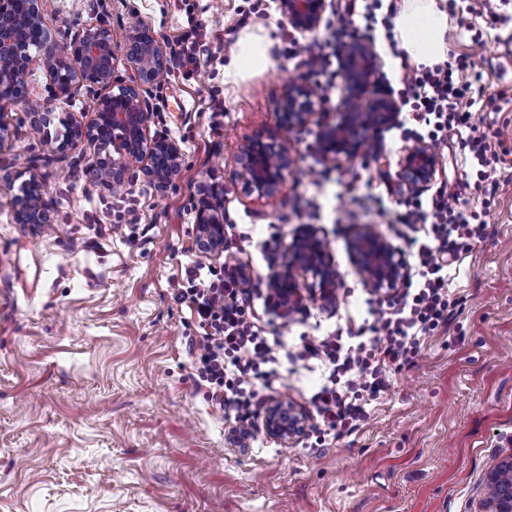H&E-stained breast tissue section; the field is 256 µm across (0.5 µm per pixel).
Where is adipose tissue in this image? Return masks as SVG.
I'll use <instances>...</instances> for the list:
<instances>
[{"label":"adipose tissue","mask_w":512,"mask_h":512,"mask_svg":"<svg viewBox=\"0 0 512 512\" xmlns=\"http://www.w3.org/2000/svg\"><path fill=\"white\" fill-rule=\"evenodd\" d=\"M448 13L442 0H404L395 37L418 65L434 66L448 59Z\"/></svg>","instance_id":"adipose-tissue-1"}]
</instances>
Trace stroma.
Segmentation results:
<instances>
[{
    "label": "stroma",
    "mask_w": 512,
    "mask_h": 512,
    "mask_svg": "<svg viewBox=\"0 0 512 512\" xmlns=\"http://www.w3.org/2000/svg\"><path fill=\"white\" fill-rule=\"evenodd\" d=\"M363 7L328 0L320 27L302 33L278 0H43L59 46L98 21L148 27L175 56L194 27L198 63H173L149 92V133L174 140L182 165L164 189L130 167V208L85 177L92 148L48 159L23 106L0 101V512H475L489 459L512 449V180L495 195H469L488 236L459 260L448 331L394 373L357 432H329L322 445L270 438L259 414L251 449L228 442L231 423L209 401L190 350L194 320L174 295L186 268H249L251 304L277 346L269 394L313 413L319 374L286 347L378 301L350 262L359 227L405 247L394 223L407 197L396 161L413 133L384 127L365 155L323 163L320 127L335 122L347 93L337 77L321 86L307 124L281 129L286 86L308 74L303 45L318 38L335 52L337 29ZM445 8L448 57L467 63L456 78L491 98L472 122L498 129L512 150V0H446ZM249 36L266 45L268 67L228 76ZM370 37L379 75L368 95L402 101L398 44L381 25ZM257 134L287 135L296 157L264 204L240 177V147ZM24 174L42 180L50 223H16ZM465 180L452 135L432 187L454 194ZM212 185L224 189L220 254L194 248L196 202ZM304 224L323 231L337 302L309 296L284 315L266 280Z\"/></svg>",
    "instance_id": "1"
}]
</instances>
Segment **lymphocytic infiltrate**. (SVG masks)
I'll return each instance as SVG.
<instances>
[{
  "label": "lymphocytic infiltrate",
  "instance_id": "obj_1",
  "mask_svg": "<svg viewBox=\"0 0 512 512\" xmlns=\"http://www.w3.org/2000/svg\"><path fill=\"white\" fill-rule=\"evenodd\" d=\"M454 72L449 63L422 71L405 68V101L430 142L441 147L449 134L460 135L467 151L464 164L474 189L481 190L495 185L498 170L512 168V150L504 147L500 132L473 125L478 99ZM397 220L413 231L405 244L417 260L416 281L406 282L388 303L368 306L358 328L334 329L299 351L325 372L312 397L325 429L356 430L368 417L369 402L388 390L392 372L415 363L424 341L447 329L452 267L485 238L487 229L459 196L441 192L429 204H406ZM185 275L188 285L176 296L187 301L196 323L191 350L217 409L233 423L230 441L247 444L254 439L250 413L265 407L262 387L275 372L272 348L230 271L191 267Z\"/></svg>",
  "mask_w": 512,
  "mask_h": 512
}]
</instances>
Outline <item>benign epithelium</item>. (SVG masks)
<instances>
[{
  "label": "benign epithelium",
  "mask_w": 512,
  "mask_h": 512,
  "mask_svg": "<svg viewBox=\"0 0 512 512\" xmlns=\"http://www.w3.org/2000/svg\"><path fill=\"white\" fill-rule=\"evenodd\" d=\"M288 24L300 32L318 29L326 0H279ZM126 60L137 74L134 84L113 79L114 36L102 23H91L77 31L69 45L60 49L44 20L41 0H26L17 7L15 0H0V54L9 55L14 65L0 69V95L9 92L15 102L34 107L27 113L32 127L42 134L53 154L73 150L81 144L93 147L92 165L97 178L112 189L125 184L127 169L142 165L159 188L175 178L181 158L179 145L168 139L152 138L148 133V92L170 69L171 58L157 45L146 28L133 27L123 35ZM39 63L46 72L56 100H68L85 88L96 95L90 122L66 121L65 133L48 130L50 102L30 99L19 81H28L31 65ZM376 74L373 43L359 38L346 46L340 58L339 76L348 93L336 109L339 119L325 125L320 151L327 162L352 160L366 151L372 130L398 122L396 101L389 95L378 97L371 108L363 97ZM320 99L315 87L306 81L289 84L281 112V127L290 130L304 123L316 111ZM439 161V150L430 142L416 140L406 146L397 160L398 174L410 193H421L431 185ZM294 162L286 140L267 141L257 136L241 146V170L245 191L257 200H270L280 191ZM18 224H48L50 211L43 200L37 177L23 182L16 198ZM197 242L208 253L224 251V209L219 192L201 198L197 207ZM324 239L314 224L303 225L288 248V258L270 277L268 287L277 307L292 310L301 300L300 276H311L320 299L336 301L337 273L326 260ZM355 271L376 293H388L405 283L408 266L401 252L366 227L349 244ZM265 433L284 444L305 431L307 415L290 400L272 403L263 417ZM478 512H512V450L494 456L485 473L483 497Z\"/></svg>",
  "instance_id": "obj_1"
}]
</instances>
